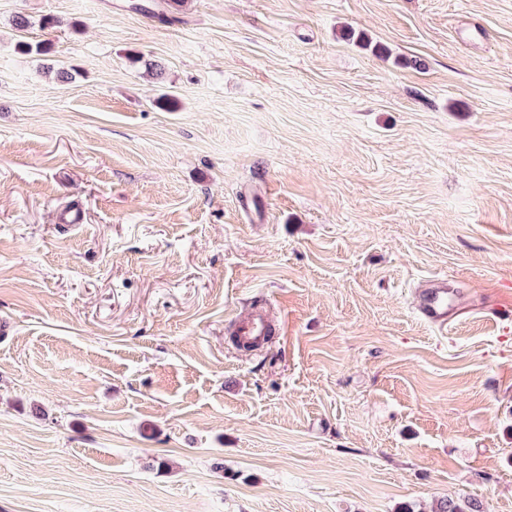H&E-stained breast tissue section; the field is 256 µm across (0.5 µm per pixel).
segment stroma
Listing matches in <instances>:
<instances>
[{
    "mask_svg": "<svg viewBox=\"0 0 512 512\" xmlns=\"http://www.w3.org/2000/svg\"><path fill=\"white\" fill-rule=\"evenodd\" d=\"M510 290L512 0H0V512H512ZM458 301L454 282L446 274L432 277L417 297L420 317L433 327L448 328V314Z\"/></svg>",
    "mask_w": 512,
    "mask_h": 512,
    "instance_id": "stroma-1",
    "label": "stroma"
}]
</instances>
